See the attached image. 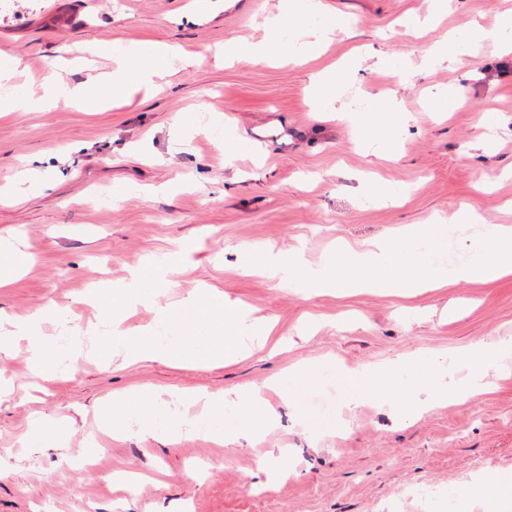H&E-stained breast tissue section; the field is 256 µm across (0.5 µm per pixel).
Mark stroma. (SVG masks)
Instances as JSON below:
<instances>
[{"instance_id":"1","label":"stroma","mask_w":512,"mask_h":512,"mask_svg":"<svg viewBox=\"0 0 512 512\" xmlns=\"http://www.w3.org/2000/svg\"><path fill=\"white\" fill-rule=\"evenodd\" d=\"M197 0H0V51L18 61L11 85L41 93L51 75L84 82L105 60L97 42L163 39L185 61L151 95L100 112L58 106L0 117V239L30 257L0 288V317L40 319L51 343L79 326L81 348L51 374L28 369V343L0 354V512H448L479 478L512 477V372L489 371L487 392L400 423L391 405L347 406L340 371L428 350L451 356L512 338V276L440 288L341 289L307 297L243 272L240 248L297 251L321 265L335 246L366 249L419 224L447 227L442 250L421 255L445 270L468 263L496 225L512 226V51L502 20L512 0H321L348 18L299 62L217 61L227 42L257 43L283 0H236L209 21ZM488 40L449 61V37L472 27ZM400 65L382 73L380 57ZM340 74L338 112L313 109L320 73ZM454 90L453 110H442ZM395 101L405 123L368 142L352 117L372 99ZM193 119L192 128L179 125ZM487 126H480V118ZM245 141L224 159L226 135ZM384 185L401 196L371 198ZM476 224L452 223L461 207ZM192 241L191 263L169 257ZM166 263L168 288L123 322L153 327L155 306L217 291L276 325L283 346L243 360L101 359V318L84 303L95 287L123 286L130 268ZM313 367L322 380L294 379ZM278 381L265 397L275 420L250 441L100 429L113 395L151 388L175 425L200 412L184 403ZM293 392L295 408L281 392Z\"/></svg>"}]
</instances>
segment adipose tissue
<instances>
[{
	"label": "adipose tissue",
	"mask_w": 512,
	"mask_h": 512,
	"mask_svg": "<svg viewBox=\"0 0 512 512\" xmlns=\"http://www.w3.org/2000/svg\"><path fill=\"white\" fill-rule=\"evenodd\" d=\"M294 23L303 32H311V39L285 44L282 30L287 23ZM344 20L322 15L319 4H305L304 0H286L278 20L271 25L266 40L242 44L229 42L224 46L228 57L241 58L254 63L271 61L282 53L296 58L315 55L323 37L332 29L344 27ZM96 56L109 61L108 69L97 72L85 82L58 88L47 85L38 97L22 95H0V112H46L58 99H66L81 110L90 112L100 108L119 105L130 100L141 90L154 88L159 80L171 73L169 62L178 56L176 45L166 41H137L114 49L111 44L99 43L94 48ZM512 349V339L501 341L498 346L478 347L456 355V362L469 368L464 384L450 381V371L444 360L431 357L430 367L424 374L410 373L409 365L403 360L374 368L353 372L347 379L346 402L357 405L366 399L391 398L398 391L408 389L421 395L419 406H399L395 414L399 420L412 417L416 408H431L448 399L466 400L483 393L489 369H502L504 355ZM204 401L207 410L198 421L209 424L213 441L222 442L225 431H233L235 440H250L259 429L268 425L271 416L265 406L261 388L248 387L230 394H208ZM162 404L159 395L150 389H143L134 395L113 399L111 416L113 421H134L139 431L154 432L156 413ZM462 508L479 504L484 512H500L512 502V480L503 479L489 485L475 481L466 485L461 492Z\"/></svg>",
	"instance_id": "ef3b65f1"
}]
</instances>
